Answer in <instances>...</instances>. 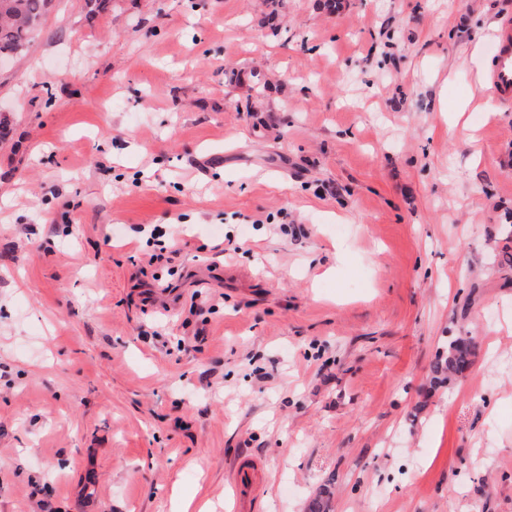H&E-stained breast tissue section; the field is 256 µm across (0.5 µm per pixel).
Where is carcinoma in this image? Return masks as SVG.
<instances>
[{
    "instance_id": "obj_1",
    "label": "carcinoma",
    "mask_w": 512,
    "mask_h": 512,
    "mask_svg": "<svg viewBox=\"0 0 512 512\" xmlns=\"http://www.w3.org/2000/svg\"><path fill=\"white\" fill-rule=\"evenodd\" d=\"M51 0H0V59L21 54L30 44L48 12ZM475 354V337L459 334L438 354L432 381L451 384L459 373L470 369Z\"/></svg>"
}]
</instances>
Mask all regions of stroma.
Returning a JSON list of instances; mask_svg holds the SVG:
<instances>
[{
  "mask_svg": "<svg viewBox=\"0 0 512 512\" xmlns=\"http://www.w3.org/2000/svg\"><path fill=\"white\" fill-rule=\"evenodd\" d=\"M504 13L51 0L0 62V512H512ZM492 64L482 83L500 105L512 107V15L500 16L491 47ZM460 333L448 342V348L438 354L432 367V381L437 384H451L461 379L458 372L469 370L475 354V337Z\"/></svg>",
  "mask_w": 512,
  "mask_h": 512,
  "instance_id": "1",
  "label": "stroma"
}]
</instances>
